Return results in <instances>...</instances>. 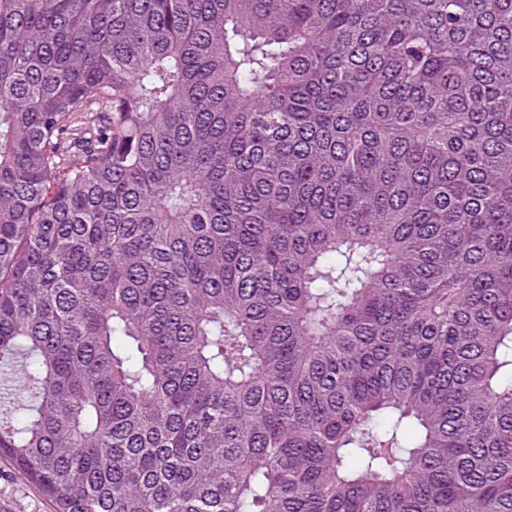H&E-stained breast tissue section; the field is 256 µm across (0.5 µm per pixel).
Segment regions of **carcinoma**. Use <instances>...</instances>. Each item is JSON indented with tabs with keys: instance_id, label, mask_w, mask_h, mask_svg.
Wrapping results in <instances>:
<instances>
[{
	"instance_id": "carcinoma-1",
	"label": "carcinoma",
	"mask_w": 512,
	"mask_h": 512,
	"mask_svg": "<svg viewBox=\"0 0 512 512\" xmlns=\"http://www.w3.org/2000/svg\"><path fill=\"white\" fill-rule=\"evenodd\" d=\"M17 367L52 512H512V0H0Z\"/></svg>"
}]
</instances>
